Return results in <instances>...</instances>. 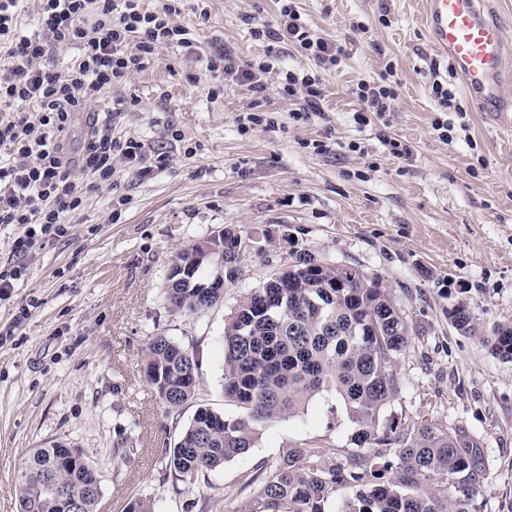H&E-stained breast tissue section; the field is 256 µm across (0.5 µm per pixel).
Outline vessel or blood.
<instances>
[{"instance_id":"obj_1","label":"vessel or blood","mask_w":512,"mask_h":512,"mask_svg":"<svg viewBox=\"0 0 512 512\" xmlns=\"http://www.w3.org/2000/svg\"><path fill=\"white\" fill-rule=\"evenodd\" d=\"M425 24L435 49L467 92L503 130L512 129V87L503 80L505 37L484 0H426Z\"/></svg>"}]
</instances>
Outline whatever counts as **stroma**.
<instances>
[{
    "label": "stroma",
    "mask_w": 512,
    "mask_h": 512,
    "mask_svg": "<svg viewBox=\"0 0 512 512\" xmlns=\"http://www.w3.org/2000/svg\"><path fill=\"white\" fill-rule=\"evenodd\" d=\"M423 3L297 0L314 29L347 48L324 72L316 109L300 116L273 74L261 95L236 82L208 93L206 57L222 48L248 63L274 49L291 68H312L254 35L274 25L275 0H181L173 21L196 33L197 46L165 49L132 75L127 89L139 104L115 118V136L152 149L151 173L115 158L111 186L88 193L69 235L38 250L23 287L0 302V512H19V467L29 449L53 441L82 448L99 470L97 512H125L137 498L155 512H237L247 500L240 477L261 459L314 440L350 447L345 412L315 401L260 426L254 446L208 484L188 485L166 468L177 432L143 375L149 338L197 347V403L237 414L224 400V317L294 251L391 289L412 328L392 412L480 438L490 473L472 512H512V363L448 320L461 296L483 331L512 323V134L465 95V115L439 111L428 85L448 65L421 24ZM389 65L400 81L392 111L357 123L352 84ZM251 113L261 124L247 122ZM444 120L454 127L450 144L433 129ZM387 138L406 154L393 155ZM227 226L246 243L237 280L221 304L172 313V259Z\"/></svg>",
    "instance_id": "1"
}]
</instances>
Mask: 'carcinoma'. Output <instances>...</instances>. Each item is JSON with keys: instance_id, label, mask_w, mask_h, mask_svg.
<instances>
[{"instance_id": "carcinoma-1", "label": "carcinoma", "mask_w": 512, "mask_h": 512, "mask_svg": "<svg viewBox=\"0 0 512 512\" xmlns=\"http://www.w3.org/2000/svg\"><path fill=\"white\" fill-rule=\"evenodd\" d=\"M213 257L196 266L190 283L165 289L173 313H198L224 298L217 278L238 275L243 242L225 228L211 236ZM306 252L268 280L287 288H252L224 319V400L241 409L227 416L192 402L200 351L168 336H153L143 372L166 415L179 426L167 466L176 479L206 484L210 472L248 452L256 427L291 417L313 399L327 412L342 409L354 425V448H287L260 460L242 477L248 501L239 512H470L487 476L481 441L464 427L415 423L385 414L400 391L397 370L411 328L379 279L350 268L316 265ZM212 268L210 275L202 271ZM448 320L459 332L480 336L492 355L512 361V324L487 336L467 303L458 299ZM20 512H96L101 475L82 449L56 443L36 448L19 475Z\"/></svg>"}]
</instances>
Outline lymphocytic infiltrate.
<instances>
[{"mask_svg":"<svg viewBox=\"0 0 512 512\" xmlns=\"http://www.w3.org/2000/svg\"><path fill=\"white\" fill-rule=\"evenodd\" d=\"M35 5V30L19 28L18 19ZM177 0L144 8L142 0H0V225L17 227L12 257L0 263V301L27 277L26 259L43 244L66 237L72 216L85 201L84 176L111 184L116 156L144 159L143 141L116 138L115 114L137 105L126 91L132 74L153 67L160 50L192 47L189 29L173 25ZM259 35L288 44L314 63L310 70H284L283 95L315 106L323 93L322 73L336 67L344 48L312 28L293 0L279 4L275 29L260 27ZM77 49L66 70L47 66L55 48ZM207 69L216 87L235 81L251 92L267 89L268 65L240 62L227 52L210 55ZM115 92L113 105L91 112L102 92ZM360 111L382 115L398 97L394 81H358ZM91 112L87 144L80 158L65 150L64 139L75 115Z\"/></svg>","mask_w":512,"mask_h":512,"instance_id":"obj_1","label":"lymphocytic infiltrate"}]
</instances>
